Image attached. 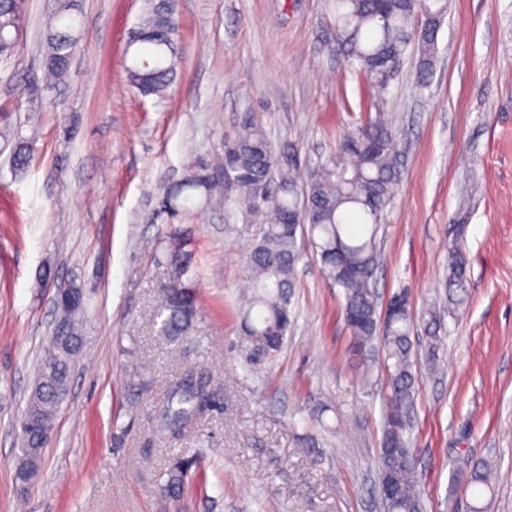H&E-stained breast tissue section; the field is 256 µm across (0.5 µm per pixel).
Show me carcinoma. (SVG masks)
I'll return each instance as SVG.
<instances>
[{"label":"carcinoma","instance_id":"carcinoma-1","mask_svg":"<svg viewBox=\"0 0 512 512\" xmlns=\"http://www.w3.org/2000/svg\"><path fill=\"white\" fill-rule=\"evenodd\" d=\"M336 43L361 79L375 115H367L355 132L345 136L334 156L312 168L305 190L298 192L300 174L290 168L276 171L277 158L263 128L246 119L237 137L224 149V157L210 172L213 180L234 183L250 213L260 217L261 229L246 264L242 321L247 336V367L279 352L294 314L290 308L296 267L305 241L320 257L322 272L341 289L345 323L358 349L382 340V360L389 394L385 407L384 436L394 447L380 448L379 471L391 470L397 492L382 498L384 512H424L417 491L414 460L407 436L411 422L415 375L411 335L413 315L409 304L382 321L373 278L378 260V234L384 210L397 178L395 131L385 118L383 105L398 81L410 46L419 53L417 82L426 86L433 73L438 35L448 0H333ZM26 0H0V59L14 57L24 28ZM79 0H54L51 17L41 37L46 88L62 81L74 49L81 40L77 21ZM178 22L174 0H149L141 25L130 38L127 66L132 87L145 95L159 94L177 77ZM29 142L15 140L11 153L16 174L26 171ZM202 166L187 168L184 179L165 198L179 213L199 196L213 198L199 175ZM182 231L165 232L158 263L165 266L169 287L159 290L156 314L159 333L174 343L186 335L200 312L198 285L190 275L193 254ZM463 243L448 251V300L453 290H465ZM83 311L61 312L58 328L65 340L45 346L38 362L39 391L28 398L25 411L39 432H52L69 387V377L82 335ZM217 405L211 377L203 370L187 371L171 379L156 410L153 437L167 446L180 438L203 414ZM189 466L175 460L166 471L164 491L178 500L185 488ZM474 488L469 512H484L483 493L491 485L488 470L469 460L460 463Z\"/></svg>","mask_w":512,"mask_h":512}]
</instances>
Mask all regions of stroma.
<instances>
[{"label": "stroma", "instance_id": "obj_1", "mask_svg": "<svg viewBox=\"0 0 512 512\" xmlns=\"http://www.w3.org/2000/svg\"><path fill=\"white\" fill-rule=\"evenodd\" d=\"M66 79L44 89L38 49L50 0H27L15 57L0 60V512H380L376 463L388 395L360 352L339 288L305 248L283 350L242 362L239 286L253 217L214 203L158 210L187 161L215 163L244 118L281 163L335 154L368 101L336 44L327 0H179L178 77L160 95L128 81L144 0H82ZM384 112L400 173L379 231L380 298L435 308L436 350L415 324L418 489L428 512H467L461 461L493 476L489 512H512V0H448L428 87L408 62ZM31 138L23 175L10 140ZM193 242L203 310L175 343L154 309L169 225ZM466 245V293L448 306V248ZM84 288L83 346L40 472L14 480L20 422L51 334L58 289ZM206 369L219 408L168 448L148 446L170 380ZM203 454L180 502L173 458Z\"/></svg>", "mask_w": 512, "mask_h": 512}]
</instances>
